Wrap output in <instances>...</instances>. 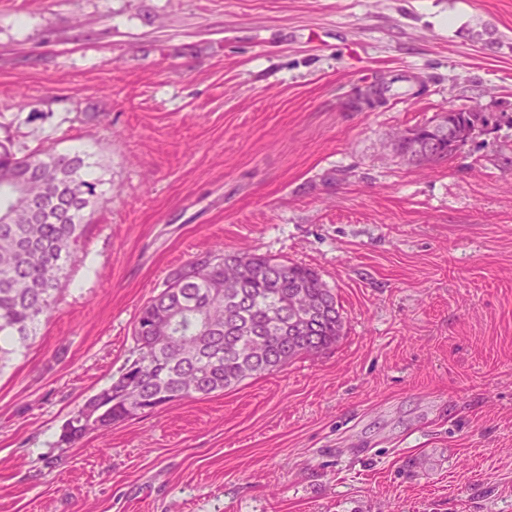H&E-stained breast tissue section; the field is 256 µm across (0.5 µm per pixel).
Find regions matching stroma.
Returning <instances> with one entry per match:
<instances>
[{
  "label": "stroma",
  "instance_id": "35a3bbf8",
  "mask_svg": "<svg viewBox=\"0 0 512 512\" xmlns=\"http://www.w3.org/2000/svg\"><path fill=\"white\" fill-rule=\"evenodd\" d=\"M512 0H0V144L100 178L0 372V512H512ZM414 73L370 112L347 99ZM499 121L426 168L395 131ZM318 272L336 344L73 446L141 307L240 248Z\"/></svg>",
  "mask_w": 512,
  "mask_h": 512
}]
</instances>
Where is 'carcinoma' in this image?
<instances>
[{
    "instance_id": "obj_1",
    "label": "carcinoma",
    "mask_w": 512,
    "mask_h": 512,
    "mask_svg": "<svg viewBox=\"0 0 512 512\" xmlns=\"http://www.w3.org/2000/svg\"><path fill=\"white\" fill-rule=\"evenodd\" d=\"M99 180L82 152L35 150L16 156L0 145V371L37 334L52 310L64 269L78 259L84 212ZM247 257L252 279L227 270ZM320 301L301 326L289 324L293 298ZM343 317L319 274L248 251L186 263L139 311L134 358L92 396L97 432L144 409L209 396L275 371L336 343ZM89 435L84 410L65 421L57 445Z\"/></svg>"
}]
</instances>
